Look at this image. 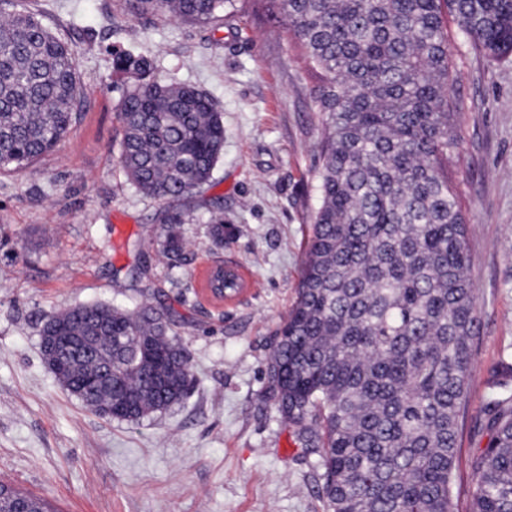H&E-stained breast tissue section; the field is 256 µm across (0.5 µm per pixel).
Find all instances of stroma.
Returning a JSON list of instances; mask_svg holds the SVG:
<instances>
[{
    "label": "stroma",
    "mask_w": 512,
    "mask_h": 512,
    "mask_svg": "<svg viewBox=\"0 0 512 512\" xmlns=\"http://www.w3.org/2000/svg\"><path fill=\"white\" fill-rule=\"evenodd\" d=\"M25 5L75 50L82 117L39 162L0 174V484L55 512H324L315 456L265 398L317 207L323 130L317 79L285 16L262 0H236L205 26L135 16L121 0ZM448 42L452 181L481 321L452 484L454 512H471L472 462L490 440L483 411L512 351V63L475 54L453 24ZM133 45L158 78L195 85L222 115L211 181L179 198L143 196L117 163L112 62ZM215 211L220 246L207 234ZM174 213L187 241L177 266L157 246ZM215 264L234 267L244 290L213 300L204 282ZM96 301L168 311L196 378L180 406L109 419L59 384L40 352L43 319Z\"/></svg>",
    "instance_id": "obj_1"
}]
</instances>
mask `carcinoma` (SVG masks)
<instances>
[{"instance_id":"cac0c4a2","label":"carcinoma","mask_w":512,"mask_h":512,"mask_svg":"<svg viewBox=\"0 0 512 512\" xmlns=\"http://www.w3.org/2000/svg\"><path fill=\"white\" fill-rule=\"evenodd\" d=\"M319 73L323 137L299 296L277 330L281 419L318 456L327 512H453L459 419L480 335L466 218L448 179L459 105L450 94L443 12L470 48L512 59V0H266ZM235 0H124L133 15L208 25ZM123 93L118 164L151 198L210 182L224 122L188 83H163L137 47L115 53ZM71 47L21 0H0V173L51 152L79 119ZM186 260L182 220L163 229ZM58 342L45 363L84 407L139 420L179 404L188 356L164 315L103 302L46 316ZM491 441L474 461L473 512H512V386L488 399ZM40 498L0 484L13 499Z\"/></svg>"}]
</instances>
